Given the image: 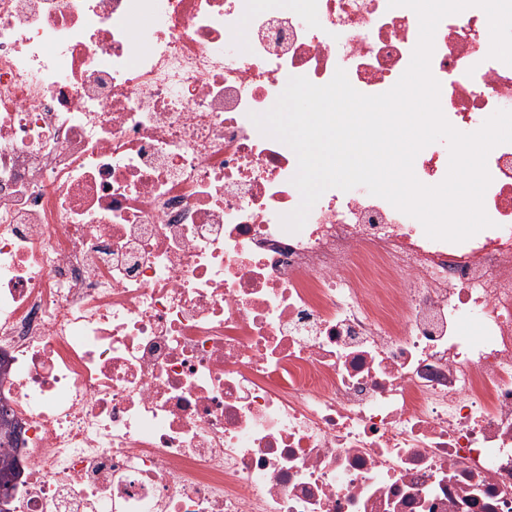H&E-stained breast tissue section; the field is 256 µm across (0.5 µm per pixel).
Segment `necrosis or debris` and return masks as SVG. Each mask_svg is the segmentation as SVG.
<instances>
[{"label": "necrosis or debris", "mask_w": 512, "mask_h": 512, "mask_svg": "<svg viewBox=\"0 0 512 512\" xmlns=\"http://www.w3.org/2000/svg\"><path fill=\"white\" fill-rule=\"evenodd\" d=\"M418 37L388 0H0L11 512H512V143L464 242L363 187L290 232L250 119L293 76L384 93ZM489 49L477 7L435 34L464 133L512 110Z\"/></svg>", "instance_id": "necrosis-or-debris-1"}]
</instances>
